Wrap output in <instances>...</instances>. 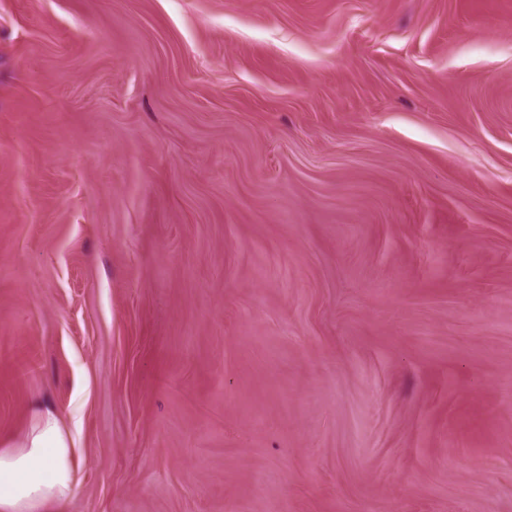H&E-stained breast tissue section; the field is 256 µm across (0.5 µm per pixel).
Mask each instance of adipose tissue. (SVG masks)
<instances>
[{
    "label": "adipose tissue",
    "mask_w": 512,
    "mask_h": 512,
    "mask_svg": "<svg viewBox=\"0 0 512 512\" xmlns=\"http://www.w3.org/2000/svg\"><path fill=\"white\" fill-rule=\"evenodd\" d=\"M73 490L71 437L54 411L36 405L30 429L0 450V512H55Z\"/></svg>",
    "instance_id": "adipose-tissue-1"
}]
</instances>
